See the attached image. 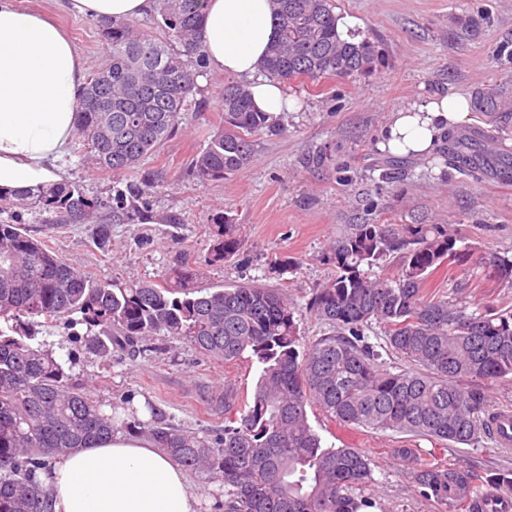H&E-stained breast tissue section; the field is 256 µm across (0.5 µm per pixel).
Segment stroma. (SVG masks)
<instances>
[{
	"instance_id": "stroma-1",
	"label": "stroma",
	"mask_w": 512,
	"mask_h": 512,
	"mask_svg": "<svg viewBox=\"0 0 512 512\" xmlns=\"http://www.w3.org/2000/svg\"><path fill=\"white\" fill-rule=\"evenodd\" d=\"M16 2L53 13L88 70L103 64L94 20L58 10L52 0ZM332 2L336 15L348 20V33L379 46L385 58L381 69L315 87L288 84L298 108L280 114L281 134L256 133L249 168L200 186L190 163L222 124L217 92L224 83L223 75L205 72L194 96L199 110L185 113L177 133L142 167L162 179L146 213L131 210L115 220L104 210L93 224H47L26 212L21 221L29 234L95 279L155 282L189 265L199 286L253 277L288 289L309 344L327 332L305 306L336 271L328 259L336 237L366 219L444 224L469 262L440 270L430 289L448 295L463 288L472 304L491 300L512 309V288L488 279L481 264L488 252L512 261V177L488 173L475 181L460 174L448 163L443 138L428 153L403 156L401 175L385 180L381 174L393 155L380 146L382 131L398 110L438 94L512 88V0ZM62 165L69 181L89 196L106 200L119 187L112 176L89 169L76 151H68ZM147 214L155 223H144ZM222 215L236 224L241 246L229 262L214 265L209 254ZM99 223L111 226L103 246L93 235ZM284 262L291 268L278 274ZM40 337L62 363L71 364L75 377L89 383L105 413L121 419L131 405L146 420L156 407L171 424L201 436L223 431L226 392L249 396L257 379V368L248 361H216L187 341L162 335L151 337L147 351L116 349L106 362L72 338L64 323L42 326ZM308 414L325 445H346L369 456L373 481L357 493L387 512H445L419 495L405 464L392 459V449L415 448L421 464H465L481 475L512 470V447L489 438L439 450L425 438L340 425L313 407Z\"/></svg>"
}]
</instances>
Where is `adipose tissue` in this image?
<instances>
[{"label":"adipose tissue","mask_w":512,"mask_h":512,"mask_svg":"<svg viewBox=\"0 0 512 512\" xmlns=\"http://www.w3.org/2000/svg\"><path fill=\"white\" fill-rule=\"evenodd\" d=\"M89 19L153 13L156 0H58ZM199 40L206 65L246 81L255 108L295 109L282 83L258 73L277 32L271 0H205ZM86 65L46 14L0 0V189L63 181L60 160L78 122ZM461 93H447L395 112L383 148L428 152L441 133L467 117ZM53 512H196L183 470L148 442L114 434L57 461L44 479Z\"/></svg>","instance_id":"ef3b65f1"}]
</instances>
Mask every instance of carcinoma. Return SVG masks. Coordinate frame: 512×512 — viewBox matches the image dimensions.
Returning <instances> with one entry per match:
<instances>
[{
  "instance_id": "carcinoma-1",
  "label": "carcinoma",
  "mask_w": 512,
  "mask_h": 512,
  "mask_svg": "<svg viewBox=\"0 0 512 512\" xmlns=\"http://www.w3.org/2000/svg\"><path fill=\"white\" fill-rule=\"evenodd\" d=\"M204 0H157L154 35L130 20L102 19L104 65L91 72L79 102L77 154L114 178L135 172L176 133L189 95L206 69L199 42ZM278 38L263 71L272 78L318 85L325 79L364 75L383 55L363 39L343 37L331 0H273ZM223 124L192 162L202 185L224 180L254 159L252 136L278 131L275 118L254 109L245 86L224 79L218 92ZM470 107L494 123L512 121V90L481 88ZM448 157L465 175L483 167L448 136ZM159 179L127 182L113 200L88 196L75 183L17 192L0 190V512H52L39 479L56 459L123 431L146 437L177 464L224 482L225 512H371L375 502L354 490L372 481L371 459L357 448L327 447L309 420L316 406L343 426L395 431L437 443L474 445L490 436L481 417L486 386L512 377V309L487 304L468 311L463 292L447 298L427 291L443 267H463L467 253L443 224L362 222L331 246L336 275L307 302L329 333L302 342L296 307L281 288L254 280L219 289L195 286L186 269L176 280L117 284L93 280L17 221L26 211L48 214L49 224H82L100 210L147 203ZM240 249L236 225L223 231L210 262L229 261ZM396 264V274L372 278L363 267ZM489 277L512 288V261L484 257ZM30 317L64 320L86 328L89 349L102 357L140 348L157 334L188 341L224 363L256 364L253 395L234 407L224 432L199 436L151 410L118 420L82 391L37 331ZM383 327L384 343L366 330ZM412 369L393 372L382 353ZM409 465L419 494L448 512H482L478 503L509 484L505 473L485 488L459 465L413 466L417 449L395 448Z\"/></svg>"
}]
</instances>
